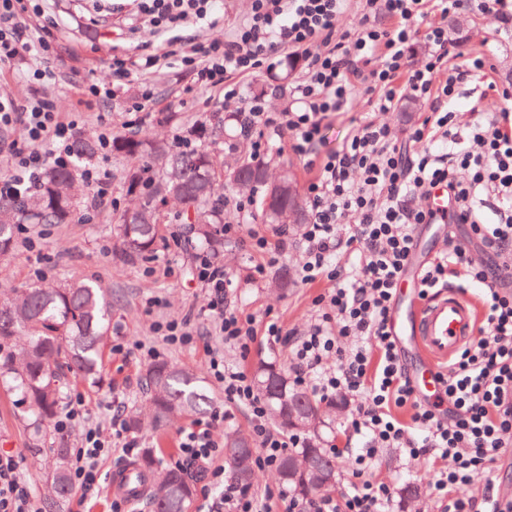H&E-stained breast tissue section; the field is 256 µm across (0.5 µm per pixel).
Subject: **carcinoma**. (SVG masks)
<instances>
[{"instance_id": "obj_1", "label": "carcinoma", "mask_w": 512, "mask_h": 512, "mask_svg": "<svg viewBox=\"0 0 512 512\" xmlns=\"http://www.w3.org/2000/svg\"><path fill=\"white\" fill-rule=\"evenodd\" d=\"M112 151L141 161L125 177L126 191L141 199V204L118 219L116 254L124 262L153 252L164 232L159 205L169 197L181 205L178 219L195 216L198 239L215 255L223 251L224 238L214 225L224 223V217L213 200L226 190L264 193L263 212L272 224L305 223L296 187L269 199L265 183L255 177L262 166L246 159L228 168L209 146L177 151L162 140L123 135L112 138ZM95 154L93 142L79 137L74 140L71 163L48 168L33 194L23 199L0 197V255L13 248L18 224L71 220L70 185ZM111 322L112 299L95 283L74 280L27 288L17 299L0 302V374L13 376L36 418L50 420L64 399L68 377L98 376ZM145 379L149 404L129 412L127 423L132 429L147 422L161 427L200 414L211 405L201 377L190 369L158 361L147 369ZM255 380L278 425L287 432L308 434L304 447L284 455L278 465L282 483L294 497L307 499L322 487L320 477L336 475V457L322 446L319 432L333 422L341 405L329 402L322 406L314 396L296 390L288 376L269 363L256 367ZM224 447L232 480L241 487L250 486L254 478L251 441L243 433H231L225 436ZM70 490L68 441L61 436L54 460L53 496L63 498ZM193 491L192 478L185 470L167 469L154 485L155 512H190Z\"/></svg>"}]
</instances>
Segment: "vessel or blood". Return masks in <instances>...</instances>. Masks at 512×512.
<instances>
[{
  "label": "vessel or blood",
  "instance_id": "b4317fda",
  "mask_svg": "<svg viewBox=\"0 0 512 512\" xmlns=\"http://www.w3.org/2000/svg\"><path fill=\"white\" fill-rule=\"evenodd\" d=\"M423 263L421 255H414L398 285L399 304L391 316V330L412 349L416 363L409 377L421 400L432 402L441 390L438 373L472 341L481 314L476 297L454 286L421 297L418 273Z\"/></svg>",
  "mask_w": 512,
  "mask_h": 512
}]
</instances>
